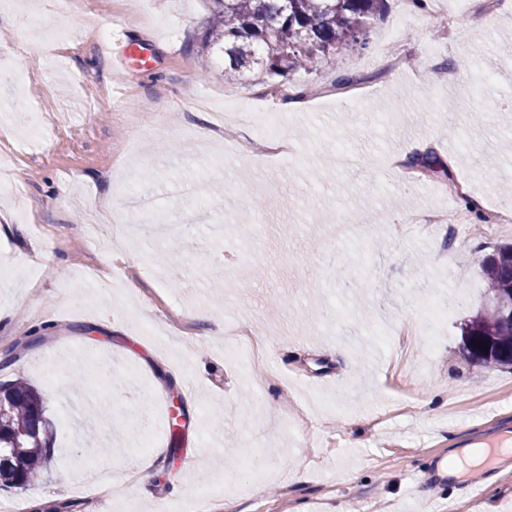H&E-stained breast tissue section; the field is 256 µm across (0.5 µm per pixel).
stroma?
I'll return each mask as SVG.
<instances>
[{
    "label": "stroma",
    "mask_w": 512,
    "mask_h": 512,
    "mask_svg": "<svg viewBox=\"0 0 512 512\" xmlns=\"http://www.w3.org/2000/svg\"><path fill=\"white\" fill-rule=\"evenodd\" d=\"M493 2L450 32L427 10L398 20L400 0H386L366 45L341 58L359 88L336 94L338 71L322 64L225 82L223 54L202 43L211 0H145L147 23L128 20L126 0H89L107 35L146 49L123 69L65 0H5L0 147L18 153L27 212L0 197V354L40 342L0 382L42 391L54 455L28 489L1 488L0 504L83 512L98 493L91 464L110 477L107 512H180L208 486L224 490L217 512H429L419 487L430 462L512 427V369L461 351V325L485 303L478 260L512 230L478 238L410 221L468 204L479 221L512 184V8ZM33 13L70 30L62 66L49 68L25 23ZM393 26L397 69L378 57ZM461 57L469 70L428 68ZM18 69L38 83L11 81ZM487 69L496 80L474 83ZM302 86L295 106L271 96ZM189 87L241 112L239 137L187 155V135H210L212 122ZM272 114L295 159L241 149ZM414 150L434 151L452 179L406 167ZM186 181L199 191L184 201ZM130 195L144 202L133 231L89 247L85 224ZM338 216L341 239L329 233ZM169 307L210 319L171 336ZM213 319L261 339L265 380L251 378L247 354L225 357ZM176 396L186 426L173 464ZM139 458L157 476L135 495L125 465ZM500 462L494 451L463 473L486 487L477 512H512V468Z\"/></svg>",
    "instance_id": "1"
}]
</instances>
